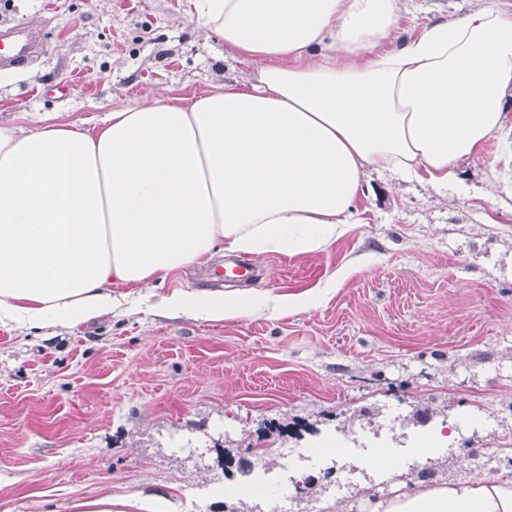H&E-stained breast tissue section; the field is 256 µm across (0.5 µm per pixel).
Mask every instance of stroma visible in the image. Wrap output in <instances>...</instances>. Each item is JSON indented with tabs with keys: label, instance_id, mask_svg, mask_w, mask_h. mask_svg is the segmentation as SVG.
<instances>
[{
	"label": "stroma",
	"instance_id": "stroma-1",
	"mask_svg": "<svg viewBox=\"0 0 512 512\" xmlns=\"http://www.w3.org/2000/svg\"><path fill=\"white\" fill-rule=\"evenodd\" d=\"M480 0H413L402 38ZM192 0H0V29L23 25L39 51L0 68V127L45 119L94 131L101 116L159 96L195 99L253 81L191 16ZM458 181L369 173L357 222L326 250L257 256L258 280L216 275L228 251L163 283L124 287L112 312L73 328L0 325V512H76L111 497L141 512H270L248 490L225 499L255 448L333 433L371 446L409 441L422 417L451 425L442 452L397 458V472L447 463L448 485L485 471L478 449L512 444V107L500 133L457 166ZM206 291L249 304L316 294L279 315L211 321L167 315L163 296ZM372 455L340 457L334 478L301 476L292 512H368L358 490L382 475Z\"/></svg>",
	"mask_w": 512,
	"mask_h": 512
}]
</instances>
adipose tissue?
<instances>
[{"label": "adipose tissue", "mask_w": 512, "mask_h": 512, "mask_svg": "<svg viewBox=\"0 0 512 512\" xmlns=\"http://www.w3.org/2000/svg\"><path fill=\"white\" fill-rule=\"evenodd\" d=\"M411 0H195L193 19L253 61L194 100L107 112L100 129L0 128V323L72 328L116 285L164 281L217 246L326 250L368 171L445 188L502 129L512 13L496 0L400 37ZM173 313L246 306L175 292ZM373 512H512V479L478 474L378 500Z\"/></svg>", "instance_id": "1"}]
</instances>
